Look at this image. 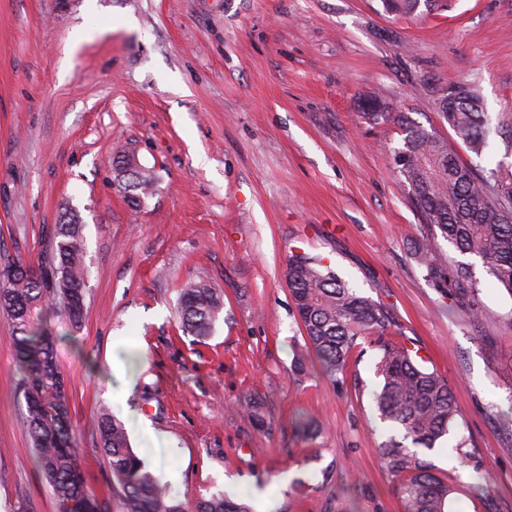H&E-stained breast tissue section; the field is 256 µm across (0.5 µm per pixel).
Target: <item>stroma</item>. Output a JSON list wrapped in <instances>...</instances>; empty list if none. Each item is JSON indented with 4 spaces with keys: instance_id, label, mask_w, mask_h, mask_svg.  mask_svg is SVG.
<instances>
[{
    "instance_id": "1",
    "label": "stroma",
    "mask_w": 512,
    "mask_h": 512,
    "mask_svg": "<svg viewBox=\"0 0 512 512\" xmlns=\"http://www.w3.org/2000/svg\"><path fill=\"white\" fill-rule=\"evenodd\" d=\"M460 85L495 130L484 167L512 172V0H434L415 19L379 0H0V254L38 258L63 209L83 220L87 311L79 330L55 328L90 491L112 492L97 421L118 339L146 356L131 447L155 477L176 467L165 485L187 512L245 492L252 512H404L378 459V342L359 338L333 381L312 359L293 370L308 351L285 277L294 250L381 303L396 341L452 386L458 422L425 457L455 486V512H512V427L499 420L512 296L479 266L474 297L427 277L412 244L434 231L394 168L399 128L359 116L376 93L456 143L438 99ZM128 153L156 178L136 209L112 167ZM199 282L224 309L197 342L175 312ZM11 330L0 312V512H55ZM250 402L264 429L238 415ZM306 415L309 438L295 430ZM141 420L166 448H146ZM282 473L270 500L254 497Z\"/></svg>"
}]
</instances>
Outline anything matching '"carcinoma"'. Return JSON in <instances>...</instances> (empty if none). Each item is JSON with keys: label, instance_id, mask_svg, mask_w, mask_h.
I'll return each mask as SVG.
<instances>
[{"label": "carcinoma", "instance_id": "obj_1", "mask_svg": "<svg viewBox=\"0 0 512 512\" xmlns=\"http://www.w3.org/2000/svg\"><path fill=\"white\" fill-rule=\"evenodd\" d=\"M384 12L412 17L429 0H380ZM468 103L448 111L447 96L439 109L463 145L476 157L465 163L448 140L412 120L404 112H376L384 99L373 94L362 103V118L370 124L396 122L403 138L392 159L407 183L423 223L439 230L442 238L462 256L478 260L499 287L512 295V178L501 170L481 174L478 160L488 146L490 128L485 113L474 109L480 101L474 90L462 88ZM128 156L115 162L118 186L137 207L153 185L147 170L127 168ZM414 256L434 279H447L464 294H476L473 264L437 262V245L424 239L414 245ZM286 278L305 337L321 372L329 379L343 373L349 355L362 336L381 339L377 373L382 378L373 393L380 421L402 432L378 448L382 467L398 482L405 512H450L455 488L433 472L419 450L431 451L454 425L459 410L448 381L417 364L405 344L385 336L394 322L374 300L305 253L288 256ZM86 306V267L82 224L65 211L54 225L49 248L40 263L6 259L0 268V311L12 320L9 336L20 374L27 425L37 462L52 488L57 508L69 501L89 503L91 512H112L111 500L90 492L83 481L85 454L73 438L69 403L56 356L51 320L63 312L78 327ZM224 302L218 289L199 284L180 296L177 318L183 333L210 336ZM101 451L114 480L112 496L117 512H185L131 448L122 422L103 412L98 421ZM195 512H250L241 499L212 495L196 502Z\"/></svg>", "mask_w": 512, "mask_h": 512}]
</instances>
